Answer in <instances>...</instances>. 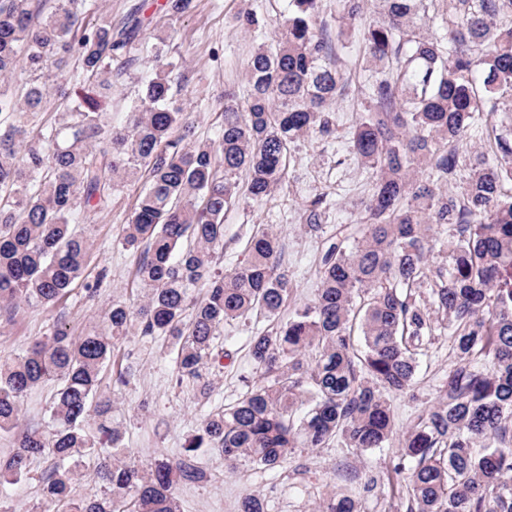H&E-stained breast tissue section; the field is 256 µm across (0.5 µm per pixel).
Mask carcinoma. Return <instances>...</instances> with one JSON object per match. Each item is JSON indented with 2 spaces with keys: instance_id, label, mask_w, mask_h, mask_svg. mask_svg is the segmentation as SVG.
Wrapping results in <instances>:
<instances>
[{
  "instance_id": "1",
  "label": "carcinoma",
  "mask_w": 512,
  "mask_h": 512,
  "mask_svg": "<svg viewBox=\"0 0 512 512\" xmlns=\"http://www.w3.org/2000/svg\"><path fill=\"white\" fill-rule=\"evenodd\" d=\"M338 2L342 22L360 25L368 60L385 70L362 85L368 106L352 137L374 188L366 223L328 239L315 299L284 321L292 281L278 235L255 225L248 263L228 274L215 269L216 249L238 174L262 199L281 184L291 144L332 131L349 77L320 26L321 0H289L274 43L247 62L245 105L224 94L216 147L198 141L191 113L173 105L160 49L125 123L107 121L112 78L126 74L150 24L139 11L114 27L108 15L90 20L87 0H0L1 78L19 66L61 71L74 59L91 87L74 97L58 85L71 103L47 126L31 121L44 109V85L19 97L0 91V324L20 302L57 306L85 279L88 240L74 224L146 174L123 237L139 252L142 300L112 302L106 333L75 337L56 325L23 354L0 358V432L17 433L15 451L0 458V500L47 452L56 464L41 477L42 495L56 512H180L176 486L206 478L201 448L262 470L337 439L384 448L394 436L386 394L410 388L422 346L446 330L456 362L401 442L416 461L408 512H512V126L490 121L512 91V0H379L372 21L366 0ZM431 24L440 33L427 34ZM476 139L485 147L463 176L461 154ZM253 315L270 322L249 337L261 380L205 417L180 457L146 467L120 458L121 428L99 390L116 342L168 339L176 381L207 399L214 339ZM48 380L60 382L51 430L19 429L21 398ZM95 430L112 441L97 463L109 492L76 499ZM318 512L360 509L336 492Z\"/></svg>"
}]
</instances>
